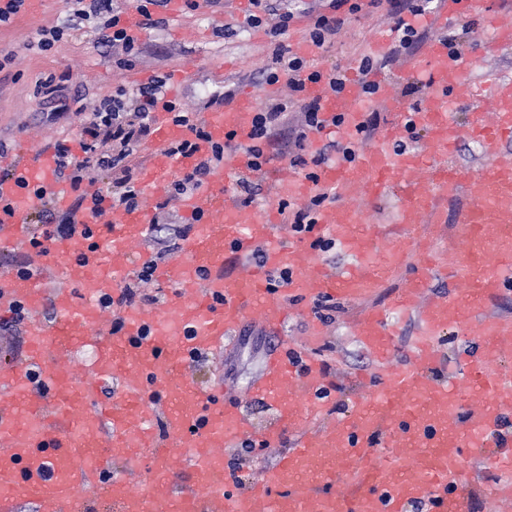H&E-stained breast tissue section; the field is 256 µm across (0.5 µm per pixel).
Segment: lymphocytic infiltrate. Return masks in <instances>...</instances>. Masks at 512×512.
<instances>
[{"label": "lymphocytic infiltrate", "mask_w": 512, "mask_h": 512, "mask_svg": "<svg viewBox=\"0 0 512 512\" xmlns=\"http://www.w3.org/2000/svg\"><path fill=\"white\" fill-rule=\"evenodd\" d=\"M431 0H369L370 6L389 4V13L395 20L398 38L392 49L393 55L412 52L422 41L423 36L407 26L403 13H419L428 8ZM112 0H66L67 22L41 30L37 46L41 50L50 49L71 32L80 30L84 21L98 18L105 31L97 39L102 47H119L125 53H132L135 40L126 28L120 27L119 20L111 14ZM292 12L280 14L274 33L279 40L273 46L271 62L262 71L266 83L278 82L280 76H287L289 93L286 96L268 100L256 112L252 130L251 171L258 172L270 163L272 156L266 147L276 136H285L291 163L295 166H320L335 150V143L324 145L313 156H306V141L309 131L322 128V106L319 100L304 99L302 93L306 83L326 82L329 90L341 93L345 85V72L337 68L329 74L310 69L306 61L282 42L287 34ZM167 80L154 77L149 84L140 86L136 93H128L118 88L112 97L100 101L91 112L86 113L83 124L84 138L80 153H73L64 143H56L54 157L57 169L71 186L74 200L68 210L56 211L50 203H43L40 210L30 213L31 222L40 224L41 232L32 237V247H41L43 241L70 234L74 229V217L83 209L85 194L84 180L92 169L110 173L112 184L106 193L100 194V203L115 207L132 208L139 204L142 191L137 185L139 151L153 133L151 112L159 96L163 95ZM300 106L302 122L297 126H287L286 118L293 106Z\"/></svg>", "instance_id": "f902f5d3"}]
</instances>
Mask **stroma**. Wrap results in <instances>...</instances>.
I'll use <instances>...</instances> for the list:
<instances>
[{"mask_svg":"<svg viewBox=\"0 0 512 512\" xmlns=\"http://www.w3.org/2000/svg\"><path fill=\"white\" fill-rule=\"evenodd\" d=\"M502 0H479L475 13L448 28L425 27L427 37L439 35L456 39L461 57L469 59L472 49L484 42L488 31L480 15L500 7ZM277 14H264L262 24L252 17L256 7L246 13L232 12L223 0H201L197 10L182 9L170 17L159 29L142 31L141 49L129 67L120 66L121 51L101 48L96 44V21L85 22L81 30L64 37L47 52L35 48L41 29L60 24L66 17L64 0H25L21 12L10 24L0 26V141L16 154H25L29 147L52 149L55 142L77 143L84 112L95 102L111 95L117 87L135 90V75L146 73L169 79L178 77L182 86L174 100L177 109L202 112L208 107L212 94L237 92L250 87L257 104L288 93L286 82L268 84L261 71L271 61L272 30L281 12H292L288 43L297 46L305 41L306 33L316 14H337L344 24L330 45L313 49L307 61L310 68L323 72L340 66H355L360 57L370 55L369 41L379 29L392 25L385 8L363 7L358 13L347 8L332 10L331 0H277ZM235 61L230 70L218 69L223 60ZM419 53L401 56L387 64L382 76L392 82L391 91L409 105L419 102L421 93H408L407 88L417 82ZM512 72V48L499 54L470 63L465 69V85L456 98L454 120L459 128L455 159L470 175L484 174L490 163L484 158L479 144L468 133L470 92L484 84L489 75ZM66 75L68 81L63 97L49 99L39 87L48 75ZM418 267L415 257H408L407 266L387 280L375 293L363 299L338 302L331 319L322 321L324 333L318 343L308 340V327L318 320L313 306L307 302L288 304V320L279 336H270L260 322L259 313H251L250 325L234 346L222 356L192 365L190 373L202 386L224 385L229 396L241 401L257 428L270 426L272 416L260 402L251 399L250 387L263 371L265 361L277 341H285L301 355L315 357L327 364L325 377L331 395L325 400L317 420L324 427L342 417L353 402L362 397L370 382L385 373L409 366L412 340L417 332L415 314L393 313V320L401 324L397 350L386 364H379L360 342L356 329L360 319L369 311L392 305L406 278ZM298 432L284 434L271 446L254 448L249 456H242L240 448L224 451L225 462L240 461L239 474L251 481L272 468L279 457L293 448ZM468 479L464 491L473 503L472 512H512V502L502 503L486 499L481 487L490 480L495 469L491 462L478 456H468Z\"/></svg>","mask_w":512,"mask_h":512,"instance_id":"35a3bbf8","label":"stroma"}]
</instances>
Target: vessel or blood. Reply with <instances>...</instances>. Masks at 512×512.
Segmentation results:
<instances>
[{
	"label": "vessel or blood",
	"mask_w": 512,
	"mask_h": 512,
	"mask_svg": "<svg viewBox=\"0 0 512 512\" xmlns=\"http://www.w3.org/2000/svg\"><path fill=\"white\" fill-rule=\"evenodd\" d=\"M472 9L473 0H442L437 20L447 26ZM485 22L491 37L477 57L512 48V12H487ZM420 52L425 95L419 103L405 106L390 97L386 82L378 84L394 120L376 143L352 160L324 163L314 181L287 166L275 168V184L289 195L330 190L340 197V204L321 210L316 229L351 255V269L330 271L311 253L281 245L272 234L279 210L233 204L224 195L225 167L217 165L184 202L186 214H201L202 220L180 258L159 266L147 252L129 259L130 244L148 228L144 201L133 209H112L106 250L94 247L81 224L52 241L50 272L65 280V287L47 290V271L40 266L24 276L0 277V318L10 317L18 305L29 315L23 358L0 366V512H12L21 500L33 501L38 512H404L412 501L428 502L430 512H468L461 485L469 449L490 450L499 473L484 483L483 493L512 499V372L502 367L512 358V319L485 312L512 291V161L501 156L512 141V74L499 73L487 83L495 105L492 121L477 116L469 125L492 161L474 178L453 161L459 130L450 93L462 81L463 63L439 38L425 42ZM305 93L320 99L327 116L343 114L346 133H358L364 122L360 77H349L338 96L318 83L307 84ZM255 113L245 90L214 101L204 115L206 139L194 153L175 159L167 148L188 138L189 131L170 118L165 105H157L156 149L146 183L193 168L230 132L240 148L228 165L247 170ZM410 126L426 133L428 148L391 149ZM4 169L16 176L0 181V205L14 209L10 216L0 212V247H19L30 233L25 213L40 206L25 184L43 186L60 209L68 208L71 193L56 177L52 153L42 149H29L22 162L13 152H0ZM462 191L469 203L454 219L456 240L447 249L433 251L421 232L403 244L356 231L357 225L377 223L375 201L392 194L399 198L395 223H444L440 203ZM361 196L365 205L351 206V199ZM258 246L260 264L226 272L231 258ZM411 250L424 272L412 277L397 306L419 314L413 366L374 380L337 424L306 432L273 469L244 490L227 492L223 449L245 439L269 444L310 424L323 407V366L312 357L294 359L284 348L270 353L251 387L252 398L274 419L259 431L241 403L225 399L223 387L205 389L194 382L192 356L222 355L225 341L241 335L252 309L260 310L265 328L275 330L288 316L289 299L366 297L397 273ZM135 264L153 265L156 279L175 288L177 300L152 316L123 308L120 335L105 340L98 302L119 296ZM283 269L289 272L287 283L273 288V272ZM435 277L457 286L431 293ZM48 306L55 312L49 324L40 317ZM448 332L477 333L480 343L477 351L461 354L448 379L438 380L430 373L438 361L434 341ZM357 334L378 362L392 355L396 329L383 311L366 314ZM80 346L92 347L95 357L76 376L62 362ZM107 379L113 395L96 404L94 395ZM473 394L481 405L465 411ZM156 407L165 419L162 436L150 417ZM178 455L187 462L185 488L171 468ZM117 461L129 469L148 463L154 475L149 487L132 491L125 478L113 475Z\"/></svg>",
	"instance_id": "obj_1"
}]
</instances>
